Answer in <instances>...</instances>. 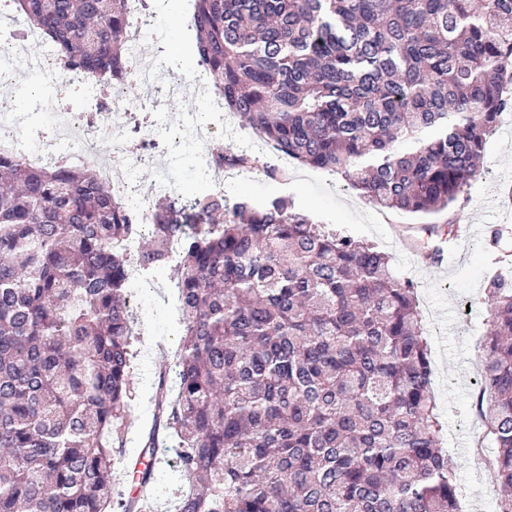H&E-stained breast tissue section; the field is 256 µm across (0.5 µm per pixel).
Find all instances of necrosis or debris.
Returning <instances> with one entry per match:
<instances>
[{"label":"necrosis or debris","instance_id":"necrosis-or-debris-1","mask_svg":"<svg viewBox=\"0 0 512 512\" xmlns=\"http://www.w3.org/2000/svg\"><path fill=\"white\" fill-rule=\"evenodd\" d=\"M127 2L131 26L128 72L133 81L152 88L156 84L155 69L142 65L141 60L145 50L159 40L149 26L153 12L149 0ZM24 36V31L13 26L0 29V153L14 154L33 164L55 160L95 168L98 178L119 192L138 223H151L150 202L136 192L133 181L136 171L154 163L157 154L165 152L166 147L159 140L154 123L134 117L125 125L113 124V113L126 109L120 88L103 82L98 75L72 70L54 46L47 44L35 62L36 67L52 74L57 86L79 84L84 94L81 109L58 112L51 119L48 136L39 142L24 134L27 116H6L20 71L28 64L22 53ZM106 143L112 146L107 156L101 153Z\"/></svg>","mask_w":512,"mask_h":512}]
</instances>
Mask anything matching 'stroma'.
Returning a JSON list of instances; mask_svg holds the SVG:
<instances>
[{"instance_id":"1","label":"stroma","mask_w":512,"mask_h":512,"mask_svg":"<svg viewBox=\"0 0 512 512\" xmlns=\"http://www.w3.org/2000/svg\"><path fill=\"white\" fill-rule=\"evenodd\" d=\"M191 14V0H160L156 32L165 65L158 71L159 82L199 69ZM229 144L251 146L258 162L249 170L225 171L227 199L247 196L262 202L277 195L292 196L298 209L387 253L396 274L414 286L433 365L441 446L456 463L461 507L463 512H495L502 489L494 471L487 464L478 470L473 467V449L491 448L492 442L476 413V387L471 379L480 367L487 332L484 290L489 280L512 275V260L501 259L503 252H512V239L496 248L488 244L496 226H512V200L506 195L512 190V111L503 113L487 140L482 176L466 187L456 205L425 218L378 208L348 187L340 175L293 160L282 163L279 154L230 112L224 115L223 130L203 146L173 148L176 190L194 195L212 191V184L199 174V156ZM270 166L287 167V180L269 179L266 169ZM425 222L453 227L454 241L437 265L423 261L414 244ZM175 284L176 275L167 268L139 280L135 288L137 301L131 306L138 334L132 361L134 401L123 441L128 459L142 455L144 431L153 420L155 384L159 374L172 366L181 338ZM174 457L170 445L157 453L154 512L172 508L180 485Z\"/></svg>"}]
</instances>
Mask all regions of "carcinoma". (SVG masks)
I'll return each instance as SVG.
<instances>
[{"label":"carcinoma","mask_w":512,"mask_h":512,"mask_svg":"<svg viewBox=\"0 0 512 512\" xmlns=\"http://www.w3.org/2000/svg\"><path fill=\"white\" fill-rule=\"evenodd\" d=\"M199 64L277 152L380 208L430 215L481 175L512 110V0H192ZM70 67L125 83L126 0H13ZM216 162L256 163L232 148ZM146 278L177 271L183 333L146 447L178 450L175 512H459L415 291L390 257L287 196L152 202ZM423 253L441 258L425 224ZM143 225L94 170L0 155V512H142L114 500ZM489 309L478 412L512 512V279Z\"/></svg>","instance_id":"1"}]
</instances>
